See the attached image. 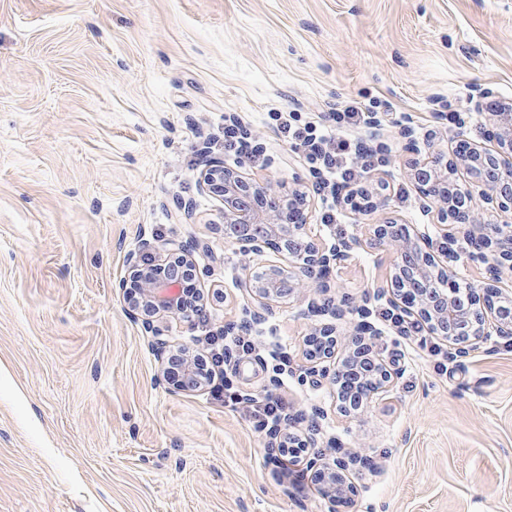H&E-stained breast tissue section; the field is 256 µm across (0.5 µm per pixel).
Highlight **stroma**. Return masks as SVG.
<instances>
[{
  "instance_id": "stroma-1",
  "label": "stroma",
  "mask_w": 512,
  "mask_h": 512,
  "mask_svg": "<svg viewBox=\"0 0 512 512\" xmlns=\"http://www.w3.org/2000/svg\"><path fill=\"white\" fill-rule=\"evenodd\" d=\"M484 92L512 100V0H0V512H327L243 405L162 384L117 288L144 238L209 245L197 257L209 323H170L171 347L203 354L206 329L249 326L224 365L234 390L287 396L307 418L322 407L319 447L377 464L349 512H512V340L451 363L443 340L398 335L386 300H371L400 377L346 418L331 389L301 379L318 322L307 299L254 321L221 204L199 186L232 118L265 161L226 165L311 191L277 114L306 123L381 102L388 115L356 137L386 149L375 176L393 216L433 233L407 145L484 141L471 103ZM179 199L194 201L192 223L177 221ZM389 270L384 252L356 249L330 294L360 300Z\"/></svg>"
}]
</instances>
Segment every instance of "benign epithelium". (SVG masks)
Wrapping results in <instances>:
<instances>
[{
    "instance_id": "benign-epithelium-1",
    "label": "benign epithelium",
    "mask_w": 512,
    "mask_h": 512,
    "mask_svg": "<svg viewBox=\"0 0 512 512\" xmlns=\"http://www.w3.org/2000/svg\"><path fill=\"white\" fill-rule=\"evenodd\" d=\"M485 96L473 100V108L484 116L495 147L487 149L465 139L445 153H425L413 143L410 152L419 158L409 163V178L428 208H436L438 235L433 237L414 224L387 218L369 228L367 243L392 255V268L386 285L377 287L374 296L387 298L388 307L403 312L426 329L430 336L448 342V358L461 359L491 340L493 336L512 337V287L500 286L504 271L512 273V223L474 219L475 207L484 204L496 213L512 215V102L491 105ZM202 190L219 199L225 242L245 254L260 258L267 252L281 254L287 265H268L260 272L248 271L241 286L257 302V309L270 311L274 304L293 298L305 288L324 296L322 302L309 303L313 315L330 313L343 320L350 314L359 318L347 341L339 340L336 327L320 324L306 336V365L302 380L314 386L336 388L337 410L346 417L358 414L357 403L350 401L341 384L355 377L359 359L366 355L374 372L361 380L364 403L384 399L393 390L398 376L395 354L380 347V333L368 321V298L360 304L346 299L334 304L328 296L327 278L334 266L351 251L362 246L358 236L324 242L308 222L309 195L296 187L274 188L270 181L241 171V166L224 165L212 158L201 172ZM340 206L358 215H370L389 208V196L379 189V181L367 179L337 194ZM473 250L467 259L487 264L488 277L480 288H460L461 276L449 266L461 258L459 241ZM208 245L198 239L171 240L160 248L148 239L126 258V273L118 283L131 317L140 322L155 344L168 350L161 357V374L174 392H194L208 386L212 373L202 355L188 346L168 348L161 336L169 323L179 321L194 328L206 311L208 298L196 288L200 268L196 254ZM316 409L311 424L295 435L300 447L311 452L304 456H285L277 448L282 465L298 464L310 471L328 512L350 506L358 496L354 476L375 472L372 461L339 445L334 454L317 449L319 434Z\"/></svg>"
}]
</instances>
